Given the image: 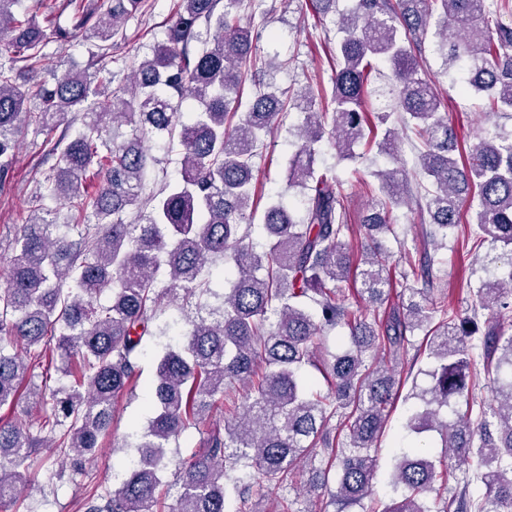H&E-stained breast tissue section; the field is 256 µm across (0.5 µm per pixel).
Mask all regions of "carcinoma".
<instances>
[{
    "instance_id": "obj_1",
    "label": "carcinoma",
    "mask_w": 512,
    "mask_h": 512,
    "mask_svg": "<svg viewBox=\"0 0 512 512\" xmlns=\"http://www.w3.org/2000/svg\"><path fill=\"white\" fill-rule=\"evenodd\" d=\"M143 2L109 0L102 16L83 11L71 29L48 31L35 16L15 13L19 0H0V54L10 55V65H0V182L25 128L35 126L59 152L17 231L0 289V408L25 403L38 411L34 423H0V512L32 489L25 470L40 449L59 448L86 462L112 442L115 402L137 383L162 298L187 303L210 293L200 279L210 258L230 265L231 286L219 306L188 319L181 346L158 358L139 458L115 490L90 487L87 512H158L163 494L175 498L173 512H225L227 480L242 500L251 489L230 476L239 467L280 486L318 452L339 463L332 501L365 508L378 468L371 450L404 385L393 368H369L365 360L379 352L399 359L417 331L434 365L431 386L416 394L424 407L413 410L407 428L437 431L442 451L435 461L410 445L398 448L389 477L398 496L382 512H512V335L497 322L480 345L466 340V319L448 314L430 294L426 249L417 259L404 255L425 287L404 289L398 305L383 313L349 309L346 283L360 284L361 298L378 306L392 288L381 239L408 179L400 168L378 172L373 212L361 224L364 242L353 251L344 242L352 227L340 184L317 168L329 120L342 157H352L364 139L385 154L395 147L388 116L364 106L377 64H385L406 129L421 144L416 169L431 185L420 207L424 246L438 247L436 232L460 224V203L475 194L474 247L489 240L512 253V134L479 139L462 161L440 112L444 97L422 69L430 37L450 89L485 94L488 112H512V21L490 23L485 0H355L339 14V37L329 50L328 114L314 110L310 84L259 90L243 103L257 48L241 11L255 9V0H179L165 39L130 79L117 78L106 50ZM54 37H79L99 52L80 69L67 56L42 53ZM44 67L52 71L50 85L36 80ZM290 106L304 113L288 167V187L300 188L304 215L297 219L278 197L255 226V158ZM70 112L82 113L81 125L59 130ZM152 140L182 159L178 179L148 193L157 159L145 142ZM90 176L99 180L93 192L84 188ZM44 197L57 200L66 216L46 218L37 206ZM255 227L265 239L260 249ZM162 268L170 286L160 290ZM106 289L112 296L103 304ZM474 297L472 313L512 318V266L483 280ZM341 323L348 340L322 359L329 384L322 393L302 372L315 361L324 332ZM56 354L67 382L21 393L27 371L50 369ZM482 370L496 373L486 404L475 397ZM236 387L251 395L245 412L224 407V425L206 433L177 482L166 484V448L211 418ZM461 397L465 409L442 420L441 409ZM338 413L343 420L332 435L327 425ZM450 460L463 486L441 503L428 499L436 486L448 487Z\"/></svg>"
}]
</instances>
